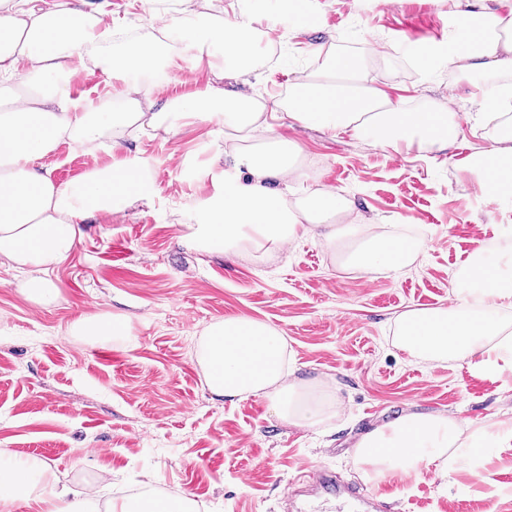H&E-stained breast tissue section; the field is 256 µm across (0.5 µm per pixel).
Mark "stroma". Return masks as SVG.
I'll use <instances>...</instances> for the list:
<instances>
[{"label":"stroma","mask_w":512,"mask_h":512,"mask_svg":"<svg viewBox=\"0 0 512 512\" xmlns=\"http://www.w3.org/2000/svg\"><path fill=\"white\" fill-rule=\"evenodd\" d=\"M107 5L117 30L163 37L151 19L179 17L181 0H85ZM446 0H396L374 9L364 0H319L307 31L262 38L246 94L287 99L302 73L350 53L367 61L377 83L402 96L407 110L454 95L457 113L478 107L467 76L447 66L411 64L406 48L441 40ZM390 44L371 56L375 42ZM172 62L147 82L156 105L205 88L220 54L197 58L173 46ZM191 79H184V72ZM74 98L112 103V82L91 61L66 78ZM300 146L306 188L330 189L352 203L351 218L387 224L427 248L400 275L368 277L342 269L314 233L283 246L205 252L198 246L201 207L236 156L269 147L271 134L246 138L220 120L167 133L124 132V154L138 158L155 187L109 221L88 220L70 256L52 273L58 298L46 306L22 294L20 275L0 265V444L17 461L43 462L45 478L80 489L99 505L143 491L191 494L200 512H285L283 493L321 466L362 479L359 436L407 409L445 411L478 429L512 421V371L464 362L408 358L394 345L402 311L450 306L457 273L476 249L512 270V204L479 191L449 153H395L315 127L277 126ZM64 142L44 158L53 178L75 181L113 163ZM126 318L128 334L90 339L70 334L81 316ZM232 315L283 332L297 377L325 383L338 410L315 428L290 427L267 401L230 402L209 392L197 356L213 322ZM479 463L448 472L392 473L366 482L391 512H512V443L492 441ZM363 480V479H362Z\"/></svg>","instance_id":"stroma-1"}]
</instances>
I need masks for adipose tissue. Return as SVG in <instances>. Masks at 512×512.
<instances>
[{"instance_id": "adipose-tissue-1", "label": "adipose tissue", "mask_w": 512, "mask_h": 512, "mask_svg": "<svg viewBox=\"0 0 512 512\" xmlns=\"http://www.w3.org/2000/svg\"><path fill=\"white\" fill-rule=\"evenodd\" d=\"M452 22L441 41L413 49L419 59L447 63L470 76L469 97L481 111L462 120L451 103L411 112L400 99L364 78L363 59L340 53L324 67L301 77L278 109L290 124L350 133L399 152L411 144L426 151L454 147L463 132L473 141L457 166L475 175L482 193L512 200V83L488 90L484 79L512 65V7L506 0H452ZM84 0H54L47 8L22 9L0 0V265L21 275L26 299L44 306L56 301L54 269L83 235L86 220L109 218L131 201L150 200L154 187L141 176L142 165L122 159L84 173L77 181L54 180L42 161L58 145L102 148L115 130L148 121L172 131L189 117L246 130L261 125L262 108L246 93L224 88L228 73L243 77L258 54L259 30L306 29L311 13L298 0H279L275 9L235 10L225 28L205 23L195 13L169 23V41H190L197 54L223 45L224 67L201 91L171 100L151 115L148 87L130 84L127 75L156 70L169 58V41L119 40L105 14L88 12ZM120 51H113L114 42ZM93 59L114 83L113 110L77 105L64 83L72 61ZM296 141L275 137L272 147L241 155L239 168L225 172L224 188L205 203L204 241L227 249L282 245L319 231L325 245L355 244L345 263L360 272L397 274L416 262L421 239L394 235L374 224H340L348 199L331 190L287 195L306 176L296 163ZM248 178H241V171ZM512 310V276L489 265L484 249L475 250L458 274L455 303L447 308L409 309L396 320L395 344L409 356L430 362H467L492 371L512 368V332L503 319ZM287 340L276 328L247 316L212 323L202 336L198 359L210 393L227 400H266L277 417L296 427L321 425L328 413L323 392L303 390L290 380ZM462 424L445 413H408L362 435L356 458L368 478L392 472L418 473L423 462L447 471L449 449L461 448ZM42 463L11 460L0 448V500L27 493Z\"/></svg>"}]
</instances>
